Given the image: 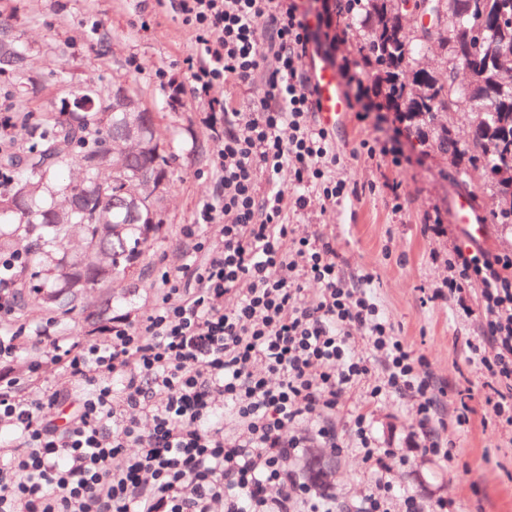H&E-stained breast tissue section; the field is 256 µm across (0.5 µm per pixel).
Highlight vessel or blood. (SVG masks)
<instances>
[{"label": "vessel or blood", "instance_id": "b4317fda", "mask_svg": "<svg viewBox=\"0 0 512 512\" xmlns=\"http://www.w3.org/2000/svg\"><path fill=\"white\" fill-rule=\"evenodd\" d=\"M306 59L310 89L320 124L335 132L344 131L350 102L336 68L325 60L320 49L316 47L308 50ZM453 217L456 223L466 227L470 239L483 237L484 217L476 212L468 195L461 194L455 198Z\"/></svg>", "mask_w": 512, "mask_h": 512}]
</instances>
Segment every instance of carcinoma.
Masks as SVG:
<instances>
[{"label": "carcinoma", "mask_w": 512, "mask_h": 512, "mask_svg": "<svg viewBox=\"0 0 512 512\" xmlns=\"http://www.w3.org/2000/svg\"><path fill=\"white\" fill-rule=\"evenodd\" d=\"M425 14L443 8L442 27L418 21L408 36L390 16L396 0H336L344 19L360 17L355 51L387 106L408 131L450 155L456 179L472 169L499 175L490 186L495 224H512V78L498 56L512 52V0H413ZM0 74L16 76L4 100L29 128L25 142L0 146V254L26 249L31 263L14 270L11 286L20 311L30 307L71 313L86 288H110L132 273L163 228L172 154L157 135L154 117L129 86H70L60 104H35L41 80L28 74L20 36L0 24ZM465 56L472 86L424 73L418 57L430 46ZM448 112H468L473 124L460 143L444 124ZM76 164L80 181L60 177ZM333 455L312 451L305 474L314 485L335 473Z\"/></svg>", "instance_id": "carcinoma-1"}]
</instances>
